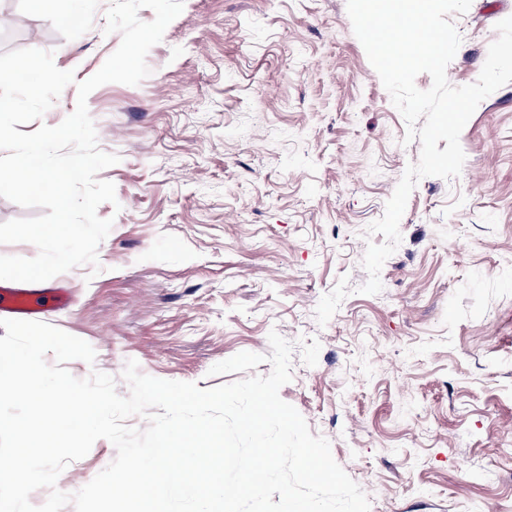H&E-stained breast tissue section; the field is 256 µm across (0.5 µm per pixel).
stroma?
<instances>
[{"label": "stroma", "mask_w": 512, "mask_h": 512, "mask_svg": "<svg viewBox=\"0 0 512 512\" xmlns=\"http://www.w3.org/2000/svg\"><path fill=\"white\" fill-rule=\"evenodd\" d=\"M110 0H60L55 14L0 0L17 36L0 53L52 52L74 74L41 121L59 125L77 85L121 42ZM512 0H472L451 85L475 82ZM139 85L88 97L99 177L115 202L102 267L41 282L68 301L41 322L88 342L76 378L141 373L206 389L236 381L210 368L269 354L270 331L318 340L316 366L292 357L281 398L327 438L370 512H512V83L465 125L459 178H422L384 263L383 290L360 293L366 226L380 218L420 141L355 36L346 0H184L147 54ZM350 294L326 325L315 309L340 278ZM97 440L57 486L74 492L115 458Z\"/></svg>", "instance_id": "obj_1"}]
</instances>
